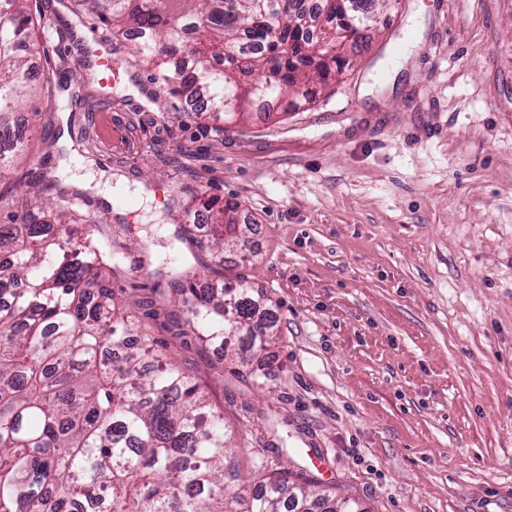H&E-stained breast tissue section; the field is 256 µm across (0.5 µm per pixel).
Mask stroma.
<instances>
[{
    "label": "stroma",
    "instance_id": "obj_1",
    "mask_svg": "<svg viewBox=\"0 0 512 512\" xmlns=\"http://www.w3.org/2000/svg\"><path fill=\"white\" fill-rule=\"evenodd\" d=\"M29 6L68 85L26 112L34 148L69 146L73 89L134 129L90 170L53 154L0 173V224L38 213L14 186L31 169L88 189L113 288L145 299L195 264L172 214L236 202L248 248L225 251L224 280L269 295L278 334L242 377L222 348L179 353L225 423L362 512H512V0H401L304 108L221 137L126 38L102 87L66 28L92 22L75 0Z\"/></svg>",
    "mask_w": 512,
    "mask_h": 512
}]
</instances>
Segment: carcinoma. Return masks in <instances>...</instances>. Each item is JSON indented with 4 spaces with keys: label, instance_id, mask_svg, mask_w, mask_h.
I'll return each mask as SVG.
<instances>
[{
    "label": "carcinoma",
    "instance_id": "cac0c4a2",
    "mask_svg": "<svg viewBox=\"0 0 512 512\" xmlns=\"http://www.w3.org/2000/svg\"><path fill=\"white\" fill-rule=\"evenodd\" d=\"M82 0L113 35L146 33L137 61L160 88L186 94L197 113L224 117L221 133L248 121L256 104L275 107L290 92L326 78L363 40L378 0ZM298 10L272 33L271 19ZM40 24L28 0H0V135L22 120L29 101L63 85L47 68L27 76L40 54ZM52 196L53 214L0 224V512H353L346 499L310 489L304 471L253 459V490L235 484L225 461L237 448L224 412L211 408L170 342L144 319L167 320L171 342L232 344L242 366L264 351L275 321L265 297L223 274L210 288L187 272L143 317L124 311L112 288L120 264L104 240L75 237L81 214L70 200L87 190L42 171L28 182ZM238 206L224 203L217 249L242 234Z\"/></svg>",
    "mask_w": 512,
    "mask_h": 512
}]
</instances>
